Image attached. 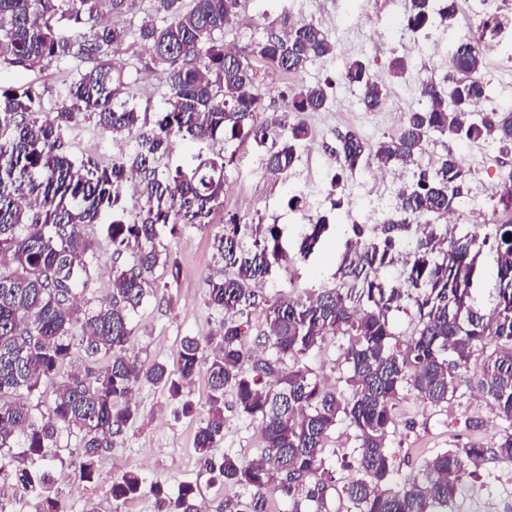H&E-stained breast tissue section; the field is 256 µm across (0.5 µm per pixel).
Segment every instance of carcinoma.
<instances>
[{
  "label": "carcinoma",
  "mask_w": 512,
  "mask_h": 512,
  "mask_svg": "<svg viewBox=\"0 0 512 512\" xmlns=\"http://www.w3.org/2000/svg\"><path fill=\"white\" fill-rule=\"evenodd\" d=\"M177 2L154 0L163 25L152 20L138 29V38L151 43L144 69L167 75V108L133 155L101 168L91 161L75 165L63 150L60 127L88 113L115 137L130 135L136 127L138 113L116 102L121 81L109 60L127 34L114 19L132 0H0V68L41 70L67 58L90 64L70 86L56 122L39 118L40 97L32 87L0 86V170L13 171L0 178V474L35 495L41 512H69L44 464L57 458L52 449L61 438L80 436L71 465L80 480L89 482L103 453L140 417L135 387L160 388L190 416L194 407L184 389L204 368L210 394L194 451L213 480L234 490L224 496L222 512H270L272 487L291 512H330L332 492L358 512H446L459 485L484 462L512 464V430L490 443L467 442L438 452L424 461L422 478L403 482L394 480L388 437L403 392L435 407L450 404L477 354L484 356L478 391L497 417L512 424V239H506L512 235L511 222L494 225L499 288L489 312L473 299L486 239L477 232L465 235L436 257V235L422 231L406 269L419 317L405 341L390 322L403 294L378 271L410 231L406 219L379 225L378 244L345 266L347 274L362 278L356 300L339 288L272 301L259 295L255 286L288 259L281 229L258 225L263 246L246 252L234 223L217 245L231 273L207 281L208 302L225 312L221 334L184 338L174 369L129 354L135 340L132 316L148 296L150 276L161 260L155 245L159 229L179 221L206 224L224 192L225 157L178 167L160 178L151 166L154 155L166 151L174 137H245L265 144L276 139L281 126L275 114L257 121L265 105L256 71L247 57L226 50L215 38L237 16L241 0H192L184 13ZM438 15L452 18L436 13L432 0H410L407 25L423 31ZM334 50L323 28L282 13L252 43L250 55L274 71L297 74L311 59ZM484 65V55L462 43L452 57L448 86L426 85L428 107L409 112L396 135L376 147L351 132L339 137L348 168L367 151L375 152L382 165L414 161L434 132L468 140L491 137L511 150L512 108L485 112L478 121L471 117L474 104L487 96ZM345 76L364 89L368 106L380 104L384 88L362 60H353ZM327 100L320 85L289 89L290 138L270 154L271 172L293 165L298 145L309 136L303 115L322 110ZM128 170L141 177V214L132 224L114 220L106 231L112 254L120 257L133 245L138 251L128 264L113 261L112 290L94 303L83 298L94 244L80 228L101 224L108 213L124 209ZM465 180L466 171L450 156L433 175H423L402 192L400 210L414 217H446L455 210ZM331 232L324 218L310 225L299 254L308 257ZM244 306L264 313L262 329L254 335L249 321L236 318ZM77 325L79 336L73 334ZM338 335L347 339L350 372L344 388L326 390L299 360ZM253 341L270 350V357L254 355ZM77 352L83 353L85 369L65 370ZM47 386L52 388L49 400ZM228 390L237 414L260 431L259 458L249 464L229 449L217 453ZM340 421L357 441V476L339 488L329 444ZM146 488L154 497V512H199L192 484L171 497L160 483L149 484L134 471L112 484V512H124Z\"/></svg>",
  "instance_id": "cac0c4a2"
}]
</instances>
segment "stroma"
<instances>
[{"label":"stroma","instance_id":"1","mask_svg":"<svg viewBox=\"0 0 512 512\" xmlns=\"http://www.w3.org/2000/svg\"><path fill=\"white\" fill-rule=\"evenodd\" d=\"M282 7L281 0H241L237 18L224 29V44L233 46L236 52H245L251 42L263 37L267 24L281 13ZM364 7L380 17L382 27H394L395 32L386 43H378L375 32L362 26L351 41L337 45L332 55L312 59L299 74L287 76L262 65L257 68L267 113L283 112L288 90L296 84H318L328 92L325 109L305 115L309 138L300 146L294 164L287 171L269 173L266 163L271 144L260 145L250 139L191 142L176 138L166 152L156 156L154 166L162 176L176 167L222 154L231 157L232 162L224 170L221 203L212 211L207 226L180 223L176 228L164 227L159 231L155 244L167 256L169 264L154 269L153 289L135 315L137 330L132 351L140 360L172 365L185 337L202 339L219 334L224 312L209 304L206 281L221 267L214 237L223 233L229 219L236 218L244 224H275L283 232L288 260L273 268L263 281L259 292L267 299L282 295L302 297L318 288H351L352 277L340 268L352 235L351 227L355 224L365 227L358 247L366 249L374 240L373 226L385 221L386 215L375 212L372 199L357 194L355 184L361 173L339 162V137L351 132L376 144L396 132L400 127L399 116L426 104L417 93L418 87L443 79L451 50L463 38L474 34L480 23L476 17L460 19L454 27L439 21L415 33L405 22L395 19L400 10L399 0H294L296 12L327 31L333 30L337 20L355 21ZM152 12V0H135L131 11L120 20L131 34L111 55L123 73L124 86L119 99L140 114L137 134L115 137L102 131L94 118L79 117L62 127V141L73 162L90 159L103 168L128 159L137 147L140 133L149 131L157 112L165 108L168 97L165 75L159 71L143 72L141 64L148 56V47L136 35L142 20ZM395 56L409 63L407 72L399 79L392 78L388 70ZM356 58L362 59L386 88L383 104L377 110L365 108L361 87L340 82L341 71ZM80 69V63L74 60L34 71L4 68L0 70V85L37 89L41 116L52 117ZM425 152L438 163L455 156L467 172L456 206L460 217L456 237L488 233L494 225L507 220L508 214L499 203L497 191L503 174L512 171V151L502 150L490 139L471 142L436 132L431 134ZM306 173L320 182L321 204L315 211L306 198L297 206L288 204L297 195ZM336 177L341 185L335 189L331 181ZM322 216L335 224V232L309 257H300L297 246L309 221ZM84 233L94 240L100 256L90 288L101 297L112 288V244L105 226L88 225ZM344 349L342 337H331L321 348L304 356L302 362L325 387L338 389L348 372ZM185 394L197 413L206 409L209 388L205 374H198ZM135 399L141 410L140 418L103 454L93 481L79 498L72 495L76 484L74 471L63 464L77 450L79 440L74 436L62 438L61 460L54 463L53 475L58 490L70 498L71 512H90L101 505L102 493L128 471L160 482L173 495L183 483H196L199 507L204 512H217L225 489L210 481L193 451L199 425L197 413L189 417L174 416L166 395L148 384L137 388ZM224 402L226 426L221 445L238 454L242 462H251L261 446L259 430L256 424L236 413L233 396H226ZM471 416L481 418L479 428L467 427L466 420ZM504 427V421L479 401L474 375L469 372L462 375L456 398L449 406L434 407L415 395H406L398 406L397 424L389 446L400 476L411 479L419 474L425 458L459 443L490 441ZM448 512H512V465H481L476 477L460 487L448 505Z\"/></svg>","mask_w":512,"mask_h":512}]
</instances>
